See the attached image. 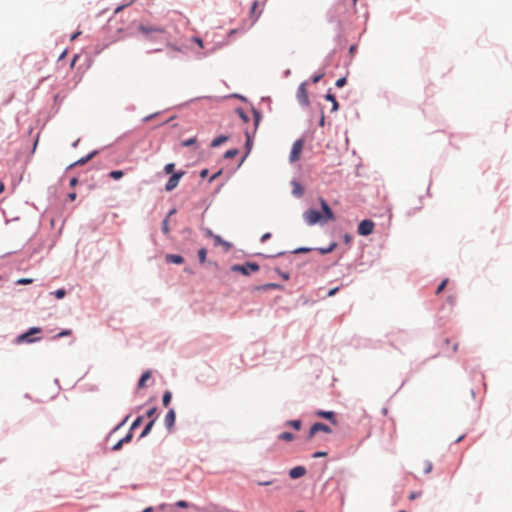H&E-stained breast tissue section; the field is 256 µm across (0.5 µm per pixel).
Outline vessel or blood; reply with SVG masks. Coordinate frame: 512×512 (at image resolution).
<instances>
[{"label": "vessel or blood", "instance_id": "vessel-or-blood-1", "mask_svg": "<svg viewBox=\"0 0 512 512\" xmlns=\"http://www.w3.org/2000/svg\"><path fill=\"white\" fill-rule=\"evenodd\" d=\"M274 6L275 0H244L236 16L225 20L220 30L204 32L197 46L190 49L174 37V21L162 16H105L94 32L93 49L80 53L77 66L63 74L68 89L54 107L47 112L28 108L18 115L28 127L26 159L18 169L0 166V269L24 267L42 248L55 227L48 217L56 212L66 185L74 180L99 184L103 179L99 168L103 155L141 142L146 132L175 120L202 101L217 102L225 111L243 113L248 124L245 137L234 149L233 164L202 183L192 197L193 231L202 251L254 267L293 268L300 280L310 285L327 275L353 269L359 248L353 232L355 217L339 205L342 189L326 191L315 157L327 135L320 88L367 22V8L358 0H322L318 21L325 32L324 44L305 69L292 64L286 72L285 85L297 123L282 150L283 192L305 238L284 242L275 228L267 226L246 242L217 223L218 210L256 162L278 115L261 90L220 76L212 85L150 105L134 96L124 98L119 105L121 124L98 138L85 130L74 132L66 141V156L46 179L38 177L51 136L107 60L133 49L149 63L205 68L252 41L270 19ZM441 391L445 398L442 412H435L427 402L416 413V447L434 440L442 423L456 421L459 415L462 403L453 387L445 385ZM386 454L377 442L340 458L342 477L333 485L340 512H388L389 494L401 472L384 463ZM142 504L145 512H252L232 491L188 493L175 486L149 492Z\"/></svg>", "mask_w": 512, "mask_h": 512}]
</instances>
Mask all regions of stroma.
Here are the masks:
<instances>
[{
	"mask_svg": "<svg viewBox=\"0 0 512 512\" xmlns=\"http://www.w3.org/2000/svg\"><path fill=\"white\" fill-rule=\"evenodd\" d=\"M235 0H41L44 25L0 48V135L12 137L9 165L25 161L24 129L15 123L22 100L52 108L65 91L62 72L75 67L72 49L92 46L103 13L155 12L191 23L179 31L184 44L223 25ZM396 28L426 26L444 37L448 21L438 5L392 0ZM371 30H364L327 79V138L319 156L327 183L352 190L342 205L361 221L363 249L355 270L302 288L294 270L254 271L201 254L183 231L185 210L156 225L154 239L133 244L128 225L143 224L171 195L192 180L210 178L233 160L244 135L239 113L209 105L183 113L148 133L162 149L154 163L139 147L104 155L106 181L65 190L57 209L74 222L53 245L48 267L0 271V356L22 349L62 357L43 383L26 393V412L0 416V469L9 470L12 450L32 433L65 429L79 408L107 404L113 414L134 400L155 405L146 430L107 460L55 461L26 487L0 480V494L13 512H139L138 472L153 474L164 489L181 472L187 491L227 487L264 512H338L323 487L333 481L331 463L358 445L382 422L363 399L350 395L343 369L352 361H410L431 348L468 374L475 403L469 427L451 456L420 472L407 471L393 496L392 512H512V498L486 479V460L512 465V388L499 385L482 352L486 338L462 312L464 293L494 292L512 298V100L499 102L497 121L476 118L483 96L475 84L469 103L457 97L454 72L462 59H478L494 77L512 76V37L472 32L437 71L434 51L410 52L402 74L377 90L358 84L354 71ZM372 111L408 118L414 134L428 140L413 204L398 211L371 156L354 143L365 121L357 101ZM489 140L472 161L480 206L493 222L458 225L448 239L449 262L438 271L426 264L390 265L388 242L397 224L425 221L436 195L453 190L464 150L474 138ZM190 274L200 299H188L176 284ZM379 281L404 288L415 312L365 324L363 285ZM252 287V302L237 290ZM123 365L129 391L117 397L104 358ZM260 378L292 385L283 405L247 427L224 420L225 391ZM294 490L279 494L282 485Z\"/></svg>",
	"mask_w": 512,
	"mask_h": 512,
	"instance_id": "35a3bbf8",
	"label": "stroma"
}]
</instances>
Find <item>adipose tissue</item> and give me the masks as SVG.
I'll return each mask as SVG.
<instances>
[{"label": "adipose tissue", "instance_id": "obj_1", "mask_svg": "<svg viewBox=\"0 0 512 512\" xmlns=\"http://www.w3.org/2000/svg\"><path fill=\"white\" fill-rule=\"evenodd\" d=\"M449 18L448 35L451 44H462L470 29L487 27L512 35V0H441ZM389 0H376L373 15L374 36L365 55L356 68L357 78L370 86L383 83L386 75L396 67L408 46L405 42L389 40L393 27L388 20ZM465 17V25H458V17ZM359 146H370L377 167L386 177V185L399 209H407L414 200L418 173L426 147L409 129L407 119L401 116H370L367 123L354 132ZM475 197L460 193L439 195L429 203L430 222L420 228L398 225L389 253L393 264L437 262L445 256L448 242L446 224L450 216H468L479 222ZM371 302L366 314L367 325H375L382 317H409L414 313L403 288H380L367 284L364 288ZM465 305H485L488 308L480 329L489 331L491 338L484 349L486 363L494 366L499 382L512 386V365L503 363L505 353L512 351V305L495 294L466 296ZM54 358L38 353L23 359L19 355L0 358V414L24 410V395L41 383L53 367ZM407 368L401 364L384 362H352L343 377L349 394L362 398L374 412H387L398 447H407L411 421L426 399H438L439 393L431 387L435 378L450 380L460 399H467L465 374L446 357L431 358L425 368L408 385L400 380ZM249 391L255 400L252 411L245 416L231 415V423L247 426L262 421L267 413L279 408L285 400L281 384L274 380L252 381ZM104 431H89L83 410L71 413L68 425L61 432H38L24 443L25 454H14L13 466L7 479L14 485H24L27 478L47 468L51 461L47 451L63 448L70 455H78L87 441L101 442Z\"/></svg>", "mask_w": 512, "mask_h": 512}]
</instances>
